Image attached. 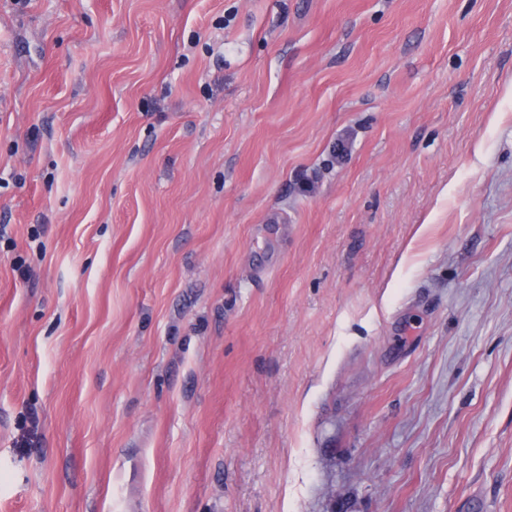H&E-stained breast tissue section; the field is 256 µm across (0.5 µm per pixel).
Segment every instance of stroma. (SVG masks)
<instances>
[{
  "mask_svg": "<svg viewBox=\"0 0 512 512\" xmlns=\"http://www.w3.org/2000/svg\"><path fill=\"white\" fill-rule=\"evenodd\" d=\"M0 512H512V0H0Z\"/></svg>",
  "mask_w": 512,
  "mask_h": 512,
  "instance_id": "stroma-1",
  "label": "stroma"
}]
</instances>
